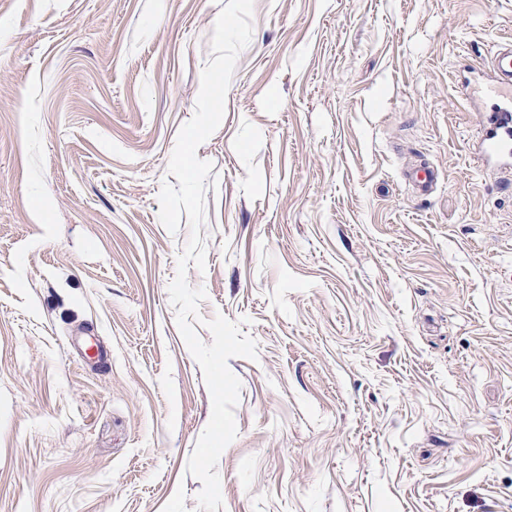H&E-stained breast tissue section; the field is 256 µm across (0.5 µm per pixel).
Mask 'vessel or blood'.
<instances>
[{
  "label": "vessel or blood",
  "instance_id": "vessel-or-blood-1",
  "mask_svg": "<svg viewBox=\"0 0 512 512\" xmlns=\"http://www.w3.org/2000/svg\"><path fill=\"white\" fill-rule=\"evenodd\" d=\"M487 65L490 77L480 87L465 89L467 97L477 101L494 100L493 109L480 111L479 165L512 163V42L496 45Z\"/></svg>",
  "mask_w": 512,
  "mask_h": 512
}]
</instances>
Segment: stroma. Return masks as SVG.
I'll return each instance as SVG.
<instances>
[{"label":"stroma","mask_w":512,"mask_h":512,"mask_svg":"<svg viewBox=\"0 0 512 512\" xmlns=\"http://www.w3.org/2000/svg\"><path fill=\"white\" fill-rule=\"evenodd\" d=\"M228 0H0V512H197L212 411L159 219ZM212 162L224 512H512V179L462 85L512 0H254ZM434 167L427 193L411 180Z\"/></svg>","instance_id":"stroma-1"}]
</instances>
